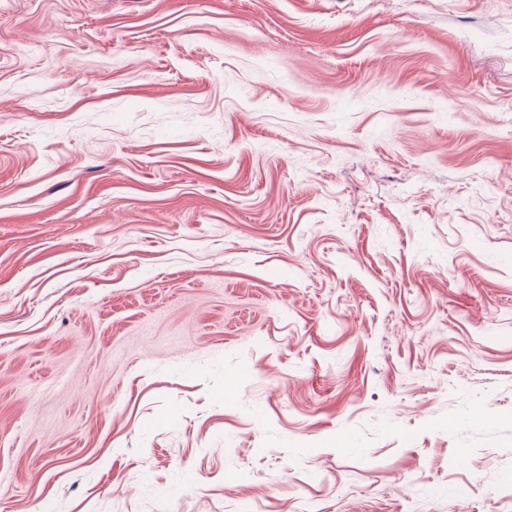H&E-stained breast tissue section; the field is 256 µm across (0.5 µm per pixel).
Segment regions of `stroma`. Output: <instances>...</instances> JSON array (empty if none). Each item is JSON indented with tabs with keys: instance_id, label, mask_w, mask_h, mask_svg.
<instances>
[{
	"instance_id": "35a3bbf8",
	"label": "stroma",
	"mask_w": 512,
	"mask_h": 512,
	"mask_svg": "<svg viewBox=\"0 0 512 512\" xmlns=\"http://www.w3.org/2000/svg\"><path fill=\"white\" fill-rule=\"evenodd\" d=\"M512 0H0V512H512Z\"/></svg>"
}]
</instances>
